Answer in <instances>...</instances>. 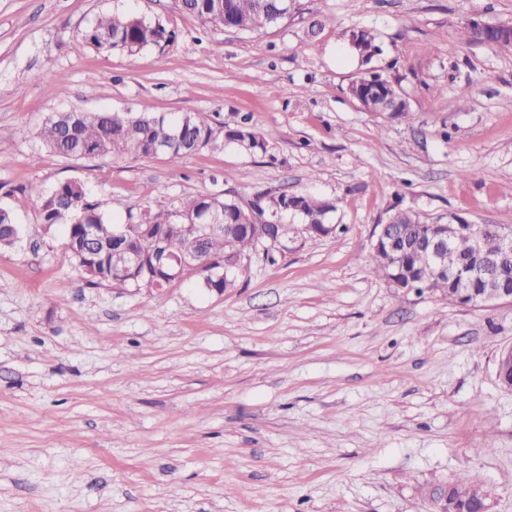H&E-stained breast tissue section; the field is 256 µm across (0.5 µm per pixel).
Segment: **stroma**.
<instances>
[{
    "label": "stroma",
    "instance_id": "stroma-1",
    "mask_svg": "<svg viewBox=\"0 0 512 512\" xmlns=\"http://www.w3.org/2000/svg\"><path fill=\"white\" fill-rule=\"evenodd\" d=\"M113 11L171 42L133 58L87 44ZM474 18L512 24V0H298L255 33L175 0H0V207L21 229L0 249V512H431L432 487L463 473L512 512L496 377L512 302L458 305L370 264L394 208L512 226V49L460 43ZM357 28L380 47L366 65L345 52ZM371 73L410 120L352 99ZM69 109L245 116L267 151L74 161L37 136ZM70 179L123 199L115 224L272 189L332 200L348 230L299 236L273 265L251 255L221 294L92 285L41 223L39 192Z\"/></svg>",
    "mask_w": 512,
    "mask_h": 512
}]
</instances>
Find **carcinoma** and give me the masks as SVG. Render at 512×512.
<instances>
[{
  "label": "carcinoma",
  "instance_id": "obj_1",
  "mask_svg": "<svg viewBox=\"0 0 512 512\" xmlns=\"http://www.w3.org/2000/svg\"><path fill=\"white\" fill-rule=\"evenodd\" d=\"M178 7L202 22L216 28L259 31L284 19L285 0H177ZM358 36L354 51L366 63L360 46L379 49L376 37L365 29H353L346 40ZM83 38L98 50H112L129 56L150 46L171 40L166 29L129 13L112 12L99 15L84 32ZM353 97L361 98L363 110L375 112L388 121L409 118L408 102L403 94L378 74L364 76L349 88ZM41 142L53 152L73 160L106 158L114 162L146 159L156 156L153 148L165 145L164 155L174 161L192 155L218 142L233 143L249 152L265 151L264 141L253 128L242 121L234 126L215 129L202 113L175 117L167 114H135L129 111L55 112L39 131ZM125 207L123 200L93 201L84 183L68 180L40 196L42 224L62 230L71 251L92 277L112 286H131L133 282L112 277V224L109 212ZM264 209L277 220L270 232L288 237L294 225L283 223L292 216L308 225L312 236L328 235L336 228L328 224V215L336 210L329 200L307 193L271 194ZM221 224L223 229L193 241L185 230L186 223ZM259 219L255 212L233 200H219L206 194L181 199L158 211L146 210L140 222L132 225L131 244L146 255L157 288H167L176 280L164 265L153 264L154 243L162 241L169 255L180 257L193 251L198 258L222 257L226 265L234 259L256 251ZM386 239L381 250L372 252L375 273L385 276L400 288L440 291L455 300L456 282L448 272L476 271L480 277L474 287L483 290L492 282L506 293H512V255L501 254V237L512 235V228L499 224H476V235H461L444 255L448 271L438 272L430 264L428 254L411 247L416 240H429L441 233L440 225L424 222L410 210H396L386 218ZM17 226L11 212L0 208V247L15 244ZM479 485V480L465 474L450 482L447 512H465L467 505L460 490Z\"/></svg>",
  "mask_w": 512,
  "mask_h": 512
}]
</instances>
